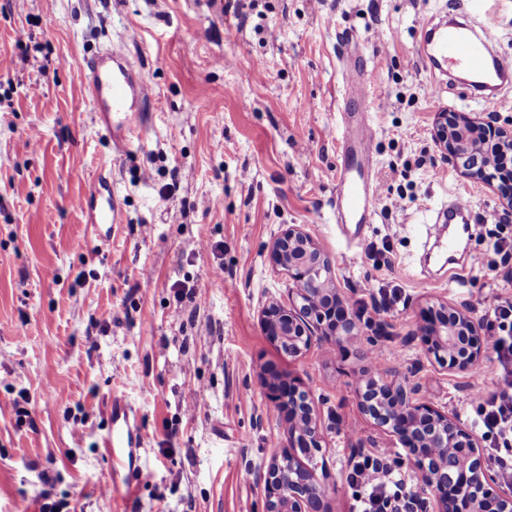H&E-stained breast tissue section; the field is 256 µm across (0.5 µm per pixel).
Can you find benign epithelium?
Instances as JSON below:
<instances>
[{
	"mask_svg": "<svg viewBox=\"0 0 512 512\" xmlns=\"http://www.w3.org/2000/svg\"><path fill=\"white\" fill-rule=\"evenodd\" d=\"M433 139L444 160L479 180L498 197L501 219L512 222V180L501 181L483 158L485 143L512 151V130L480 115L440 112ZM271 262L288 274V308L270 304L261 312L268 338L288 357L298 359L316 342L350 345L373 365L382 325L363 333L355 317L344 312L335 320L342 292L336 285L335 262L304 230L290 225L273 241ZM482 322L468 304L440 301L431 306L421 326L424 353L455 373L474 371L481 359L478 337ZM278 409L288 410V428L279 451L259 474L264 483L263 512H328L331 485L317 475L316 453L325 428L310 392L300 381L284 390L273 384L268 395ZM360 412L394 444L418 473L417 496L433 512H512V486L503 487L490 473L477 437L448 408L425 396L422 386L394 368L379 377L369 372L357 387Z\"/></svg>",
	"mask_w": 512,
	"mask_h": 512,
	"instance_id": "obj_1",
	"label": "benign epithelium"
}]
</instances>
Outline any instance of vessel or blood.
I'll return each instance as SVG.
<instances>
[{
  "label": "vessel or blood",
  "instance_id": "1",
  "mask_svg": "<svg viewBox=\"0 0 512 512\" xmlns=\"http://www.w3.org/2000/svg\"><path fill=\"white\" fill-rule=\"evenodd\" d=\"M495 43L491 28L473 29L469 24L435 25L424 22L420 30L423 60L431 67L448 66L461 70L464 86L473 91L496 93L512 72V62L493 58ZM92 73L89 84L95 111L115 148L126 149L141 129L144 106L150 97L149 85L128 59L123 47L113 45L98 51L87 63ZM374 131L361 121L354 140L346 142V162L336 184V220L341 224H369L376 214L377 189L370 161ZM89 207L96 227L115 224L117 212L105 186L94 185L80 201ZM471 208L463 198H455L437 218L441 224L468 223ZM137 435L129 426V416L114 410L111 427L103 441L104 453L113 466L133 462Z\"/></svg>",
  "mask_w": 512,
  "mask_h": 512
}]
</instances>
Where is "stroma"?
<instances>
[{
	"label": "stroma",
	"instance_id": "1",
	"mask_svg": "<svg viewBox=\"0 0 512 512\" xmlns=\"http://www.w3.org/2000/svg\"><path fill=\"white\" fill-rule=\"evenodd\" d=\"M469 0H259L243 17L218 0H0V512H262L261 471L285 416L264 378H297L328 430L330 512H358L352 453L386 448L361 415L366 365L316 345L293 360L259 315L291 280L268 249L291 225L335 260L351 309L392 300L375 371L399 367L468 429L477 389L502 387L491 347L459 377L429 363L416 333L433 302L512 299V223L496 195L445 161L437 113L493 114L512 128V87L475 102L419 59V24ZM355 43L379 184L374 223L343 236L333 202L353 131L341 63ZM124 47L151 88L127 152L99 125L86 61ZM112 184L118 221L92 235L78 199ZM475 224L456 263L424 257L426 226L452 195ZM224 269L222 278L210 268ZM27 396L28 415L14 400ZM136 412L138 466L113 472L103 437L113 402ZM355 434H348V425ZM134 494H127V485Z\"/></svg>",
	"mask_w": 512,
	"mask_h": 512
}]
</instances>
